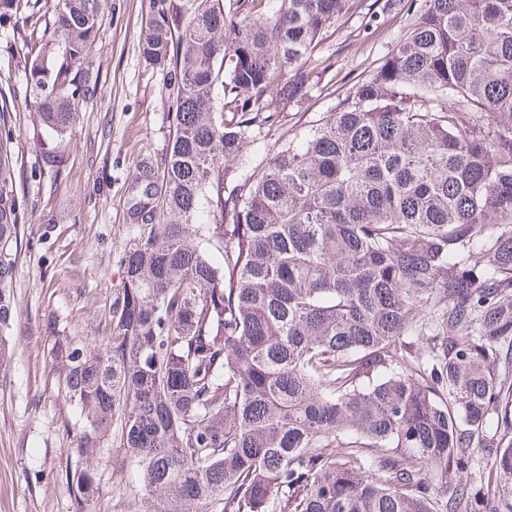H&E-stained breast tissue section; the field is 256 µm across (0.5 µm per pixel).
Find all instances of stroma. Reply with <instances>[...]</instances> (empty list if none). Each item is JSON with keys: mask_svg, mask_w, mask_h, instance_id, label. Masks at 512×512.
Masks as SVG:
<instances>
[{"mask_svg": "<svg viewBox=\"0 0 512 512\" xmlns=\"http://www.w3.org/2000/svg\"><path fill=\"white\" fill-rule=\"evenodd\" d=\"M93 53L83 67L102 93L85 104L61 137H39L37 113L18 107L14 164L22 214L14 269L16 315L9 332L11 359L0 367V512H71L65 480L74 468L81 421L57 400L48 375L47 318L59 316L72 335L98 344L108 320L122 259L140 230L128 209L131 179L143 163L160 164L169 143L167 105L158 77L145 72L140 25L149 0H114ZM413 19L394 6L355 14L330 29L321 51L335 63L345 89L371 74L403 40ZM336 103L314 88L301 108H286L264 143L231 161L245 175L276 138L299 132L297 112L314 118ZM58 166H50L47 154ZM104 493L94 512H132L116 483L136 478L119 448L95 462Z\"/></svg>", "mask_w": 512, "mask_h": 512, "instance_id": "35a3bbf8", "label": "stroma"}]
</instances>
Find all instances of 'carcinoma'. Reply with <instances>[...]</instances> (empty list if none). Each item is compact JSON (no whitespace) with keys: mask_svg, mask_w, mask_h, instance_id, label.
<instances>
[{"mask_svg":"<svg viewBox=\"0 0 512 512\" xmlns=\"http://www.w3.org/2000/svg\"><path fill=\"white\" fill-rule=\"evenodd\" d=\"M359 2L150 0L140 54L169 150L133 178L143 230L99 348L47 319L49 375L83 422L72 512L103 493L109 444L138 512H512V0H403L407 38L228 187ZM30 4L0 0V27L27 36ZM107 8L57 0L26 53L48 134L101 92L82 63ZM17 107L1 85L0 364ZM483 448L474 490L459 475Z\"/></svg>","mask_w":512,"mask_h":512,"instance_id":"cac0c4a2","label":"carcinoma"}]
</instances>
